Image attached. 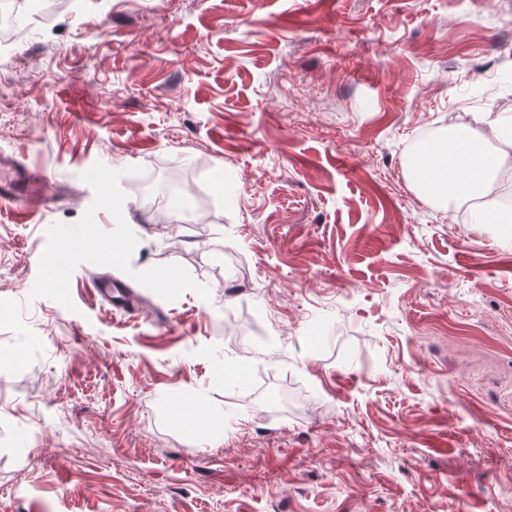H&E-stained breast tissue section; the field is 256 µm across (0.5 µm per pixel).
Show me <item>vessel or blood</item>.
I'll use <instances>...</instances> for the list:
<instances>
[{
    "label": "vessel or blood",
    "mask_w": 512,
    "mask_h": 512,
    "mask_svg": "<svg viewBox=\"0 0 512 512\" xmlns=\"http://www.w3.org/2000/svg\"><path fill=\"white\" fill-rule=\"evenodd\" d=\"M43 172L11 164L0 166V206L14 208L21 217L30 220L44 213L50 202Z\"/></svg>",
    "instance_id": "vessel-or-blood-1"
}]
</instances>
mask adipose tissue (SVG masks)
<instances>
[{"mask_svg":"<svg viewBox=\"0 0 512 512\" xmlns=\"http://www.w3.org/2000/svg\"><path fill=\"white\" fill-rule=\"evenodd\" d=\"M481 122L485 134L465 124L451 128L446 135L426 143L410 162L411 179L425 197L443 204L469 197L494 198L499 190L497 177L508 148L512 147V124L485 113ZM500 143L488 149L485 137Z\"/></svg>","mask_w":512,"mask_h":512,"instance_id":"1","label":"adipose tissue"}]
</instances>
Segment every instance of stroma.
Wrapping results in <instances>:
<instances>
[{
    "label": "stroma",
    "instance_id": "obj_1",
    "mask_svg": "<svg viewBox=\"0 0 512 512\" xmlns=\"http://www.w3.org/2000/svg\"><path fill=\"white\" fill-rule=\"evenodd\" d=\"M507 74L512 0H68L0 50L60 191L0 209V512H512V243L407 168Z\"/></svg>",
    "mask_w": 512,
    "mask_h": 512
}]
</instances>
